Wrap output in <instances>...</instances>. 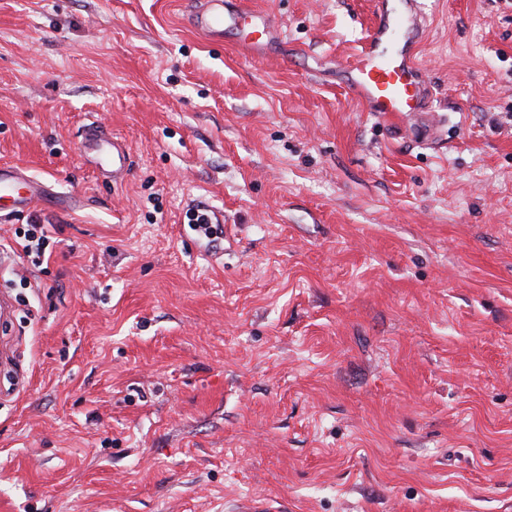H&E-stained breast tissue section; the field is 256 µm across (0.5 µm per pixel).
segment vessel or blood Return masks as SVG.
Masks as SVG:
<instances>
[{"label": "vessel or blood", "mask_w": 512, "mask_h": 512, "mask_svg": "<svg viewBox=\"0 0 512 512\" xmlns=\"http://www.w3.org/2000/svg\"><path fill=\"white\" fill-rule=\"evenodd\" d=\"M373 24L365 43L348 66V87L370 111L408 116L426 100L425 83L408 38H421L420 0H373ZM188 21L210 40H223L229 30L239 31L240 41L255 54L266 53L280 29L267 15L245 5L244 0H193ZM85 154L100 175L119 178L131 165L126 148L110 130L90 123L83 138ZM14 210L56 204V193L44 181L9 164L0 165V200Z\"/></svg>", "instance_id": "obj_1"}]
</instances>
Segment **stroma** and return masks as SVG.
<instances>
[{
    "mask_svg": "<svg viewBox=\"0 0 512 512\" xmlns=\"http://www.w3.org/2000/svg\"><path fill=\"white\" fill-rule=\"evenodd\" d=\"M0 0V512H512V0H422L415 124L345 68L372 0ZM99 121L129 176L79 143ZM224 214L193 230L192 199ZM232 7L224 0H199L188 11V21L211 41H223L224 32L236 30L239 42L255 54H265L280 29L267 15L255 11L242 1ZM18 166L0 165V200L8 199L14 210H27L35 204L44 209L56 204L60 198L44 181L28 175ZM28 229L22 237H18L21 242L15 239V243L21 248V252L25 257L39 260L41 255L44 254V245L48 239V225L47 224H27ZM31 262H34V260Z\"/></svg>",
    "mask_w": 512,
    "mask_h": 512,
    "instance_id": "35a3bbf8",
    "label": "stroma"
}]
</instances>
